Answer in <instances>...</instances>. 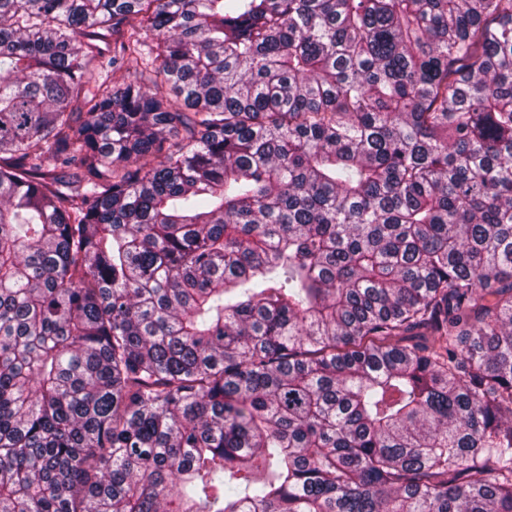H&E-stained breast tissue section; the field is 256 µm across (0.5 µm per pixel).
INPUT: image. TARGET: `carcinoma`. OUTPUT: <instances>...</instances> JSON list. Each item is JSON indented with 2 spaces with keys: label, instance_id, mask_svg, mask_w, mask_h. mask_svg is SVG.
<instances>
[{
  "label": "carcinoma",
  "instance_id": "1",
  "mask_svg": "<svg viewBox=\"0 0 512 512\" xmlns=\"http://www.w3.org/2000/svg\"><path fill=\"white\" fill-rule=\"evenodd\" d=\"M0 512H512V0H0Z\"/></svg>",
  "mask_w": 512,
  "mask_h": 512
}]
</instances>
